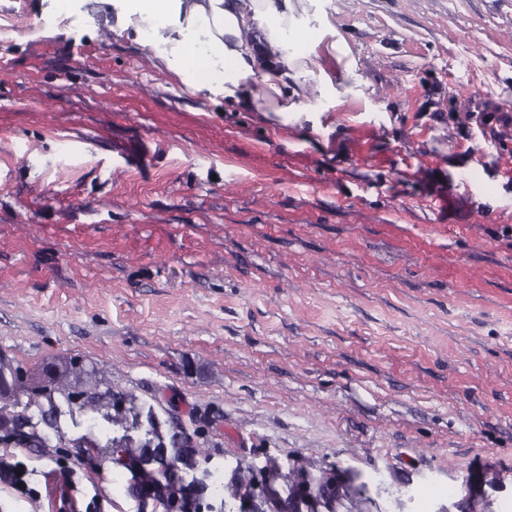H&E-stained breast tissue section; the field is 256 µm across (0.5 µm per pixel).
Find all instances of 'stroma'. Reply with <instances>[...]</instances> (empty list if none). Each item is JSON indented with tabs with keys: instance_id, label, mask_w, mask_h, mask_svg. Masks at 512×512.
<instances>
[{
	"instance_id": "1",
	"label": "stroma",
	"mask_w": 512,
	"mask_h": 512,
	"mask_svg": "<svg viewBox=\"0 0 512 512\" xmlns=\"http://www.w3.org/2000/svg\"><path fill=\"white\" fill-rule=\"evenodd\" d=\"M307 8L339 99L284 117L193 92L110 0H0V361L95 369L225 484L273 459L336 512H504L512 0ZM29 414L0 512H139L101 413Z\"/></svg>"
}]
</instances>
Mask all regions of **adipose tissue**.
Returning a JSON list of instances; mask_svg holds the SVG:
<instances>
[{
    "label": "adipose tissue",
    "instance_id": "ef3b65f1",
    "mask_svg": "<svg viewBox=\"0 0 512 512\" xmlns=\"http://www.w3.org/2000/svg\"><path fill=\"white\" fill-rule=\"evenodd\" d=\"M305 0H114V32L132 31L151 55L208 98L256 112H322L336 76L311 97L308 45L290 50ZM154 26L147 39L145 26Z\"/></svg>",
    "mask_w": 512,
    "mask_h": 512
}]
</instances>
